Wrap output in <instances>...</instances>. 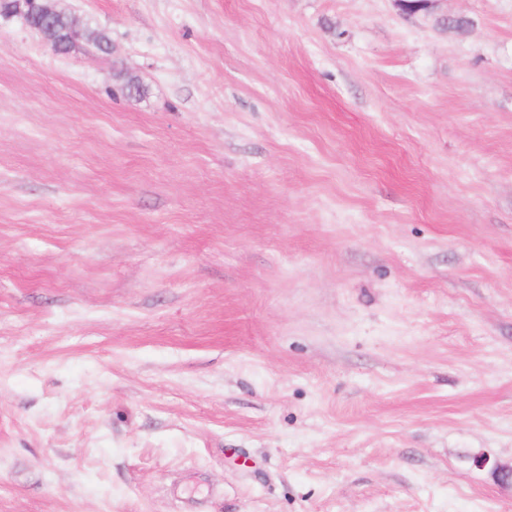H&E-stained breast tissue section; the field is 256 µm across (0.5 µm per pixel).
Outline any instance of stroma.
I'll list each match as a JSON object with an SVG mask.
<instances>
[{
	"instance_id": "obj_1",
	"label": "stroma",
	"mask_w": 512,
	"mask_h": 512,
	"mask_svg": "<svg viewBox=\"0 0 512 512\" xmlns=\"http://www.w3.org/2000/svg\"><path fill=\"white\" fill-rule=\"evenodd\" d=\"M58 4L111 48L0 13V512H512V0Z\"/></svg>"
}]
</instances>
